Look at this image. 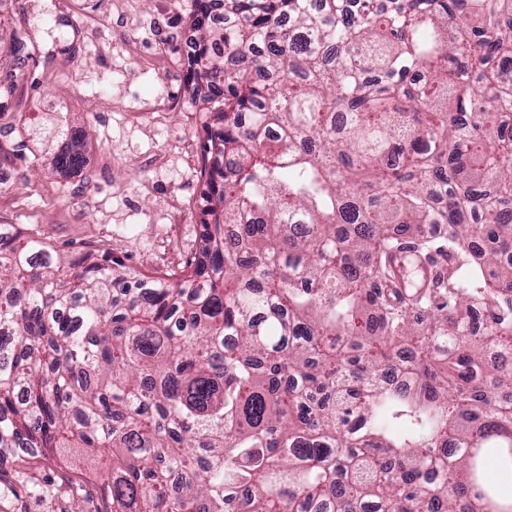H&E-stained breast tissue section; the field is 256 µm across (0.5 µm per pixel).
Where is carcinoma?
<instances>
[{
	"mask_svg": "<svg viewBox=\"0 0 512 512\" xmlns=\"http://www.w3.org/2000/svg\"><path fill=\"white\" fill-rule=\"evenodd\" d=\"M223 2L200 254L0 232V451L111 453V512H512V0Z\"/></svg>",
	"mask_w": 512,
	"mask_h": 512,
	"instance_id": "carcinoma-1",
	"label": "carcinoma"
}]
</instances>
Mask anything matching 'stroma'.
Wrapping results in <instances>:
<instances>
[{
    "instance_id": "stroma-1",
    "label": "stroma",
    "mask_w": 512,
    "mask_h": 512,
    "mask_svg": "<svg viewBox=\"0 0 512 512\" xmlns=\"http://www.w3.org/2000/svg\"><path fill=\"white\" fill-rule=\"evenodd\" d=\"M52 0H0V17L44 46L0 125L40 112L83 127L85 166L61 177L16 160L0 183V225L41 234L63 254L105 246L144 272L178 270L202 244L203 97L185 69L193 12L177 0H76L84 41L65 37ZM100 463L41 451L0 454V512H109ZM43 483L33 495L32 480Z\"/></svg>"
}]
</instances>
